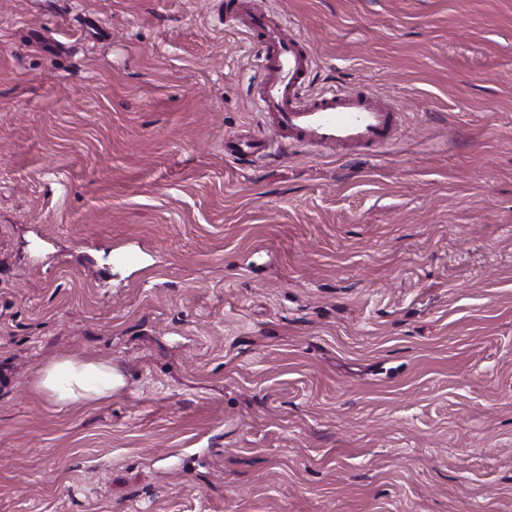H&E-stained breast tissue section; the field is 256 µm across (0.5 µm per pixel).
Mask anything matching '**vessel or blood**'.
Listing matches in <instances>:
<instances>
[{
    "instance_id": "obj_1",
    "label": "vessel or blood",
    "mask_w": 512,
    "mask_h": 512,
    "mask_svg": "<svg viewBox=\"0 0 512 512\" xmlns=\"http://www.w3.org/2000/svg\"><path fill=\"white\" fill-rule=\"evenodd\" d=\"M224 20L239 27L259 48L257 105L281 132L276 142L226 137V157L246 163L279 153L288 142L375 152L395 140L399 130L396 110L378 105L368 93L327 90L306 97L311 60L284 27L270 24L248 8L245 0H226Z\"/></svg>"
}]
</instances>
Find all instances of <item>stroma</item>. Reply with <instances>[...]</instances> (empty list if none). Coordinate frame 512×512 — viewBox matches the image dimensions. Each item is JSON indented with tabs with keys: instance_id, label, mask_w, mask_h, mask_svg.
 I'll list each match as a JSON object with an SVG mask.
<instances>
[{
	"instance_id": "35a3bbf8",
	"label": "stroma",
	"mask_w": 512,
	"mask_h": 512,
	"mask_svg": "<svg viewBox=\"0 0 512 512\" xmlns=\"http://www.w3.org/2000/svg\"><path fill=\"white\" fill-rule=\"evenodd\" d=\"M217 3L0 0V512H512V0H251L402 122L252 166ZM123 384V376L109 360L63 359L36 373V388L61 409L110 399Z\"/></svg>"
}]
</instances>
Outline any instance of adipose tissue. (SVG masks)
I'll return each instance as SVG.
<instances>
[{
	"instance_id": "ef3b65f1",
	"label": "adipose tissue",
	"mask_w": 512,
	"mask_h": 512,
	"mask_svg": "<svg viewBox=\"0 0 512 512\" xmlns=\"http://www.w3.org/2000/svg\"><path fill=\"white\" fill-rule=\"evenodd\" d=\"M123 384L122 375L108 360L63 359L36 373L37 389L61 408L110 399Z\"/></svg>"
}]
</instances>
